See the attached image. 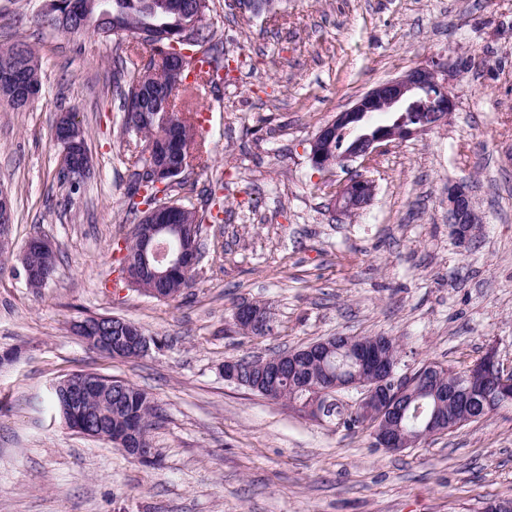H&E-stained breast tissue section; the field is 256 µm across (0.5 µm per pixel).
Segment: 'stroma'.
<instances>
[{"instance_id": "obj_1", "label": "stroma", "mask_w": 512, "mask_h": 512, "mask_svg": "<svg viewBox=\"0 0 512 512\" xmlns=\"http://www.w3.org/2000/svg\"><path fill=\"white\" fill-rule=\"evenodd\" d=\"M45 0H0V46L29 44L40 92L0 98V192L14 211L0 262V512H484L512 498V404L401 452L369 429L314 420L225 382L224 362L336 336L396 337L401 369L460 371L495 348L512 369V0H281L270 18L211 0L207 22L229 73L200 102L209 169L173 196L202 208L205 249L179 301L119 282L127 169L142 139L124 127L116 58L136 51L36 26ZM471 58L447 125L390 144L370 164L315 170L316 131L377 83L431 60ZM71 112L95 173L78 194L57 178L52 128ZM375 185L354 216L319 185L353 171ZM467 183L482 217L470 243L448 224V185ZM58 247L44 288L19 264L28 239ZM266 304L264 338L232 332L236 305ZM121 317L157 337L146 356L90 350L71 325ZM79 371L146 390L161 421L154 464L68 429L51 389Z\"/></svg>"}]
</instances>
